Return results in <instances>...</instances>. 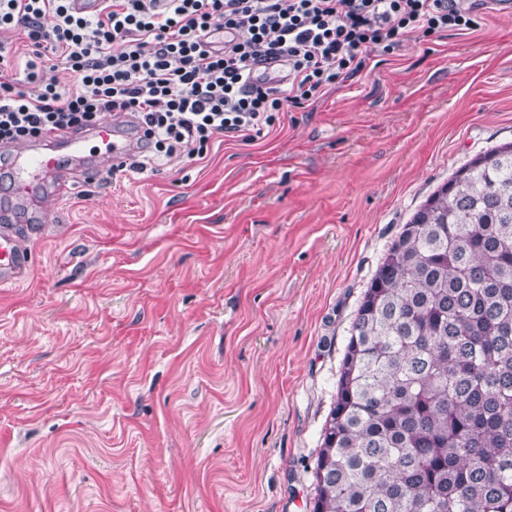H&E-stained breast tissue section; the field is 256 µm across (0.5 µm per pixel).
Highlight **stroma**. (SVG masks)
<instances>
[{"mask_svg": "<svg viewBox=\"0 0 512 512\" xmlns=\"http://www.w3.org/2000/svg\"><path fill=\"white\" fill-rule=\"evenodd\" d=\"M409 41L253 143L0 210V512H311L362 293L451 174L512 142V11ZM11 225L0 226V287L26 278L33 263L30 250L18 244V234Z\"/></svg>", "mask_w": 512, "mask_h": 512, "instance_id": "stroma-1", "label": "stroma"}]
</instances>
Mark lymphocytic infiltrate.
<instances>
[{
	"mask_svg": "<svg viewBox=\"0 0 512 512\" xmlns=\"http://www.w3.org/2000/svg\"><path fill=\"white\" fill-rule=\"evenodd\" d=\"M476 25L461 0H100L91 14L71 0H0V30L23 42L0 53V146L125 112L150 150L110 175L202 159L216 136L256 141L361 74L368 51ZM227 30L233 39L215 48ZM54 62L67 83L43 80ZM275 62L287 63V84L252 82Z\"/></svg>",
	"mask_w": 512,
	"mask_h": 512,
	"instance_id": "1",
	"label": "lymphocytic infiltrate"
}]
</instances>
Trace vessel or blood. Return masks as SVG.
Here are the masks:
<instances>
[{"instance_id": "b4317fda", "label": "vessel or blood", "mask_w": 512, "mask_h": 512, "mask_svg": "<svg viewBox=\"0 0 512 512\" xmlns=\"http://www.w3.org/2000/svg\"><path fill=\"white\" fill-rule=\"evenodd\" d=\"M97 141L105 156L118 163L129 160L133 145L123 125L103 120L87 135L50 139L41 147L15 151L11 154L10 184L15 199L28 200L45 193L48 179L65 183L71 165L82 158L88 141ZM30 250L18 243V234L11 225L0 226V287L13 285L27 277L32 268Z\"/></svg>"}]
</instances>
